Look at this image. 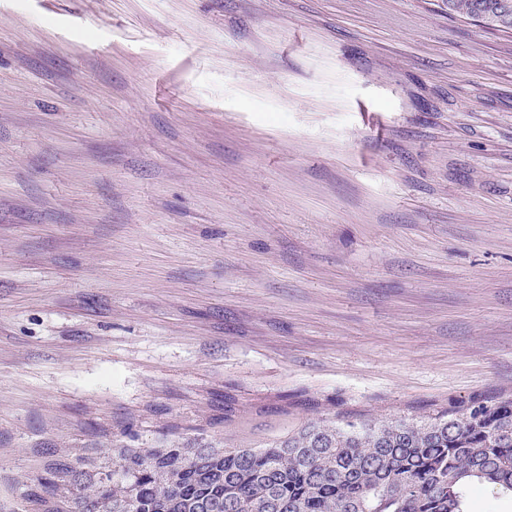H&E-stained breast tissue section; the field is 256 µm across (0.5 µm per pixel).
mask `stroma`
I'll list each match as a JSON object with an SVG mask.
<instances>
[{"mask_svg": "<svg viewBox=\"0 0 512 512\" xmlns=\"http://www.w3.org/2000/svg\"><path fill=\"white\" fill-rule=\"evenodd\" d=\"M496 390L512 36L444 0H0V512L62 452Z\"/></svg>", "mask_w": 512, "mask_h": 512, "instance_id": "35a3bbf8", "label": "stroma"}]
</instances>
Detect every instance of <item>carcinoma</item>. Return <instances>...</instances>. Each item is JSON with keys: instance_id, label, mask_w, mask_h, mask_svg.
I'll use <instances>...</instances> for the list:
<instances>
[{"instance_id": "cac0c4a2", "label": "carcinoma", "mask_w": 512, "mask_h": 512, "mask_svg": "<svg viewBox=\"0 0 512 512\" xmlns=\"http://www.w3.org/2000/svg\"><path fill=\"white\" fill-rule=\"evenodd\" d=\"M448 16L512 33V0H446ZM59 456L25 512H466L468 487L512 495V395L416 418L311 420L256 450L196 440Z\"/></svg>"}]
</instances>
